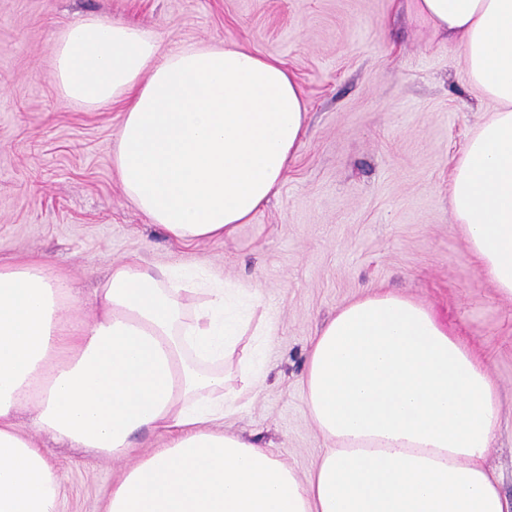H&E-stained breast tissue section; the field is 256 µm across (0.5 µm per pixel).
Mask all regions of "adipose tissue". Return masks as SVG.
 <instances>
[{"instance_id": "adipose-tissue-1", "label": "adipose tissue", "mask_w": 512, "mask_h": 512, "mask_svg": "<svg viewBox=\"0 0 512 512\" xmlns=\"http://www.w3.org/2000/svg\"><path fill=\"white\" fill-rule=\"evenodd\" d=\"M458 41L494 109L448 182L482 275L512 299V0H413ZM53 82L70 101L126 105L115 166L153 224L178 242L232 236L280 190L307 107L283 63L227 42L161 52L133 23L86 17L58 37ZM256 292L113 266L100 311L72 325V296L42 265L0 266V512H61L47 449L18 428L21 404L50 437L119 458L138 435L165 445L116 483L107 512H512L485 455L500 415L480 357L430 308L371 290L313 336L303 384L331 446L310 476L254 440L214 429L261 371L239 353L264 322Z\"/></svg>"}]
</instances>
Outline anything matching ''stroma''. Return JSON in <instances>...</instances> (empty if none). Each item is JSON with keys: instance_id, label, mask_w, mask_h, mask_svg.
Returning <instances> with one entry per match:
<instances>
[{"instance_id": "obj_1", "label": "stroma", "mask_w": 512, "mask_h": 512, "mask_svg": "<svg viewBox=\"0 0 512 512\" xmlns=\"http://www.w3.org/2000/svg\"><path fill=\"white\" fill-rule=\"evenodd\" d=\"M130 22L162 51L233 42L282 61L308 107L306 133L277 196L234 236L180 244L126 196L114 156L124 106L89 110L50 76L52 47L76 18ZM493 108L471 84L458 43L412 0H0V265H44L95 320L93 291L138 258L233 285H256L270 334L264 374L221 430L253 438L297 473L327 447L306 402L308 347L369 288L432 308L480 356L501 422L485 464L512 501V300L481 275L454 222L448 180ZM63 512H105L113 484L163 445L143 434L122 460L53 441Z\"/></svg>"}]
</instances>
